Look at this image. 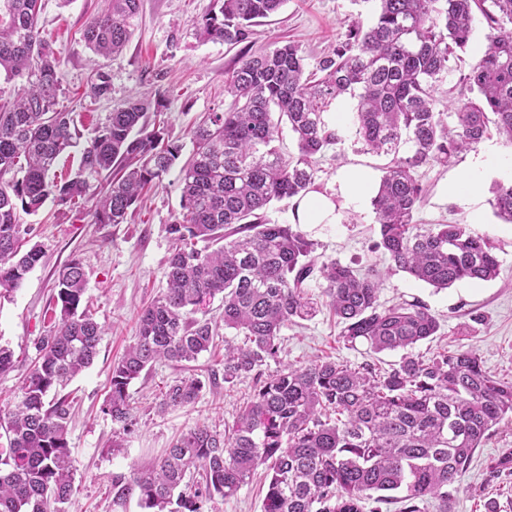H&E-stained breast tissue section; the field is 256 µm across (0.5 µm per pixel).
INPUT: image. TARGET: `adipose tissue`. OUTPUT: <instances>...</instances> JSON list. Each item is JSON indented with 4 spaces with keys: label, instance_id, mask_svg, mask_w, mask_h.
Instances as JSON below:
<instances>
[{
    "label": "adipose tissue",
    "instance_id": "ef3b65f1",
    "mask_svg": "<svg viewBox=\"0 0 512 512\" xmlns=\"http://www.w3.org/2000/svg\"><path fill=\"white\" fill-rule=\"evenodd\" d=\"M337 194L309 192L299 199L295 209L296 220L301 224H338L344 209L358 207L375 191L372 173L365 169L349 167L340 171Z\"/></svg>",
    "mask_w": 512,
    "mask_h": 512
}]
</instances>
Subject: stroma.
Segmentation results:
<instances>
[{"label":"stroma","instance_id":"1","mask_svg":"<svg viewBox=\"0 0 512 512\" xmlns=\"http://www.w3.org/2000/svg\"><path fill=\"white\" fill-rule=\"evenodd\" d=\"M209 6L210 0H142L128 46L120 54L102 57L94 55L81 38L83 26L102 7L100 0H44L40 29L61 61L59 103L72 111L83 137L93 136L109 112L129 96L142 94L163 105L161 115L147 113V121H163L170 139L182 144L184 153H191V126L204 114L233 106L224 82L238 51L221 42L199 39L194 27L195 19ZM375 8L374 0H287L277 14L255 26L252 40L256 47L266 49L294 41L312 70L336 42L345 22L356 19L371 24ZM488 32L484 18L476 17L468 47L435 86L437 99L458 103L470 98L464 77L485 49ZM99 71L107 74L111 83L109 96L103 98L90 93ZM502 147L498 136L492 134L448 164L422 168L427 195L415 216L419 224H466L490 238L500 262V273L493 280L462 281L438 291L406 273L388 272L384 255L371 249L378 225L369 204L344 210L341 223L304 224L300 230L313 241L317 260L335 259L383 271L382 303L418 299L428 305L440 320V334L419 343L416 355L428 359L446 347H472L479 350L491 373L512 380V224L498 218L491 205V189L502 175L494 169L488 171L475 203L448 193L450 180L488 150ZM383 163L382 157L363 151L349 125L344 139L321 159L317 184L321 191L332 194L338 189L342 168L376 173ZM179 172V167H172L123 224L95 223L89 200L63 210L48 203L38 213L17 214L21 230L27 231L30 243L41 246L44 258L19 289L0 297V343L12 350L14 360L13 369L0 374V414L13 409L19 386L34 366L36 343L54 326L55 281L71 260L81 261L87 274L84 300L106 330L93 364L66 388L73 398L68 441L74 491L65 512H116L113 476L148 468L181 432L196 424H233L253 390L254 381L249 377L235 386H225L224 345L220 342L190 363H156L132 383L130 396L137 423L123 435L121 447L112 445L115 427L101 408L112 365L136 334L139 311L166 285V259L172 248L166 227L181 213ZM307 292L318 301L320 311L313 319L281 329L284 362L300 366L318 359H339L382 369L398 362L399 352L375 354L362 345L351 348L344 344L322 292L321 278L308 281ZM474 313L481 315V323L471 321ZM190 375L204 384L196 403L158 412L167 386ZM507 449L512 450L510 421L493 428L482 447L475 450L463 483L453 494L452 512H488L492 507L497 512H512V474L490 475L492 465Z\"/></svg>","mask_w":512,"mask_h":512}]
</instances>
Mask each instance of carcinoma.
Masks as SVG:
<instances>
[{
    "label": "carcinoma",
    "instance_id": "1",
    "mask_svg": "<svg viewBox=\"0 0 512 512\" xmlns=\"http://www.w3.org/2000/svg\"><path fill=\"white\" fill-rule=\"evenodd\" d=\"M81 37L99 56L122 52L134 33L140 0H103ZM375 22L346 25L342 39L309 72L301 49L250 47L252 28L286 0H212L194 21L197 35L228 46L246 43L225 82L235 107L213 112L190 129L194 150L181 170V218L167 225L173 248L166 287L139 315L137 334L113 364L102 412L122 432L134 424L129 386L158 361L191 362L209 351L219 325L197 316L206 298L222 296L224 328L245 337L224 343V383L254 375L251 399L220 432L199 423L181 433L150 467L112 477V504L135 496L141 512H202L203 501L235 496L264 468L263 512H425L434 499L448 512L472 455L500 422L512 417V381L484 367L471 348L424 360L413 354L437 335L439 318L418 299L385 306L383 276L337 260L316 263L314 243L290 224L267 222L275 201L318 189L317 157L342 140L325 120L329 102L358 98L351 117L365 150L390 157L372 205L390 270L437 290L457 281L495 278L499 260L488 238L466 224H417L426 188L418 171L476 148L495 128L512 146V0H376ZM42 0H0V72L20 81L0 105V295L20 288L42 260L38 244L22 250L17 210L46 202L69 207L95 198L100 224H123L156 179L179 159L182 145L165 129L148 128L149 103L130 98L113 109L84 147L79 173L60 182L51 170L78 145L80 130L59 108V60L40 37ZM488 44L464 77L476 98L437 110L434 83L451 70L472 36L475 12ZM454 118L448 123L445 117ZM288 123L298 153L276 142ZM118 165L124 174L106 190L86 176ZM493 208L512 223V181L493 188ZM350 346L403 351L376 371L341 360L280 362L278 336L312 318L305 292L315 275ZM86 272L71 260L57 279L58 322L36 343L34 368L15 408L0 416V512H61L73 494L68 445L70 405L49 398L89 367L105 330L82 305ZM203 388L192 376L170 385L159 409L194 404ZM202 470L205 481L188 474Z\"/></svg>",
    "mask_w": 512,
    "mask_h": 512
}]
</instances>
